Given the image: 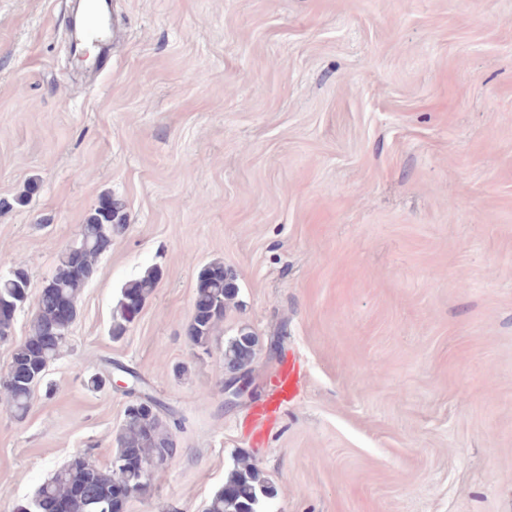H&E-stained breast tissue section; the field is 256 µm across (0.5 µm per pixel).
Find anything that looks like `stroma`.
I'll return each mask as SVG.
<instances>
[{
	"label": "stroma",
	"mask_w": 512,
	"mask_h": 512,
	"mask_svg": "<svg viewBox=\"0 0 512 512\" xmlns=\"http://www.w3.org/2000/svg\"><path fill=\"white\" fill-rule=\"evenodd\" d=\"M70 5L0 0V275L31 285L0 380L79 225L109 198L127 229L27 415L0 403V512L72 455L109 465L116 364L178 421L125 512H204L240 453L273 512H512V0H112L86 69ZM212 262L239 291L205 354ZM243 326L255 391L228 409ZM235 282V272L222 263H210L200 269L195 288L194 315L187 331L193 345L208 351L211 337L223 321L228 305L238 294ZM159 280V272L156 269H149L141 277L127 282L120 291L118 300V314L113 321L111 334L114 339L121 338L128 326L134 322V319L140 314L146 299L152 294ZM137 300L141 304L136 303L132 310L129 302ZM258 338L243 326L224 344V367L227 373L248 374L256 356Z\"/></svg>",
	"instance_id": "1"
}]
</instances>
